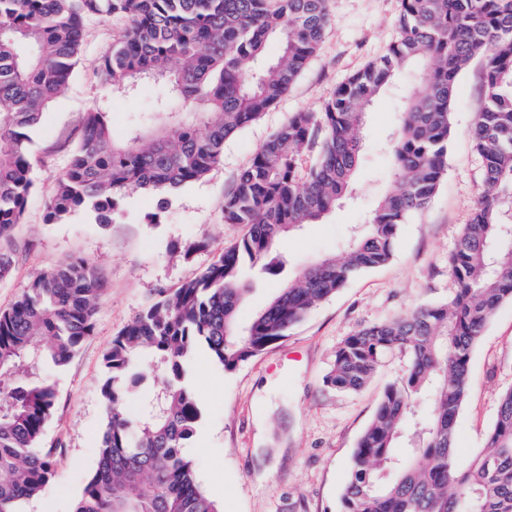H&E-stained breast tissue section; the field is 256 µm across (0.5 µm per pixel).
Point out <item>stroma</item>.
Here are the masks:
<instances>
[{
  "mask_svg": "<svg viewBox=\"0 0 512 512\" xmlns=\"http://www.w3.org/2000/svg\"><path fill=\"white\" fill-rule=\"evenodd\" d=\"M398 12L399 0H330L331 21L317 55L274 107L225 142L222 161L204 179L171 192L162 207L153 195L126 191L120 216L106 226L88 209L49 224L46 203L73 157L84 114L107 106L119 138L152 112L158 94L151 84L133 97L104 86L101 57L125 25L107 20L86 26L69 84L30 132L36 187L14 231L13 269L0 279V310L70 257L93 262L105 291L92 335L66 366L47 371L56 396L42 445L55 451V473L23 512H72L98 458L103 356L113 338L160 292L197 275L245 234L243 225L225 223L222 212L238 173L292 113L319 111L349 75L386 52L397 38ZM421 84L419 69L402 70L391 91L371 107L359 134L353 192L321 223L303 225L281 239L283 274L245 273L250 291L239 310L241 322L262 309L285 278L337 252L358 225L367 223L393 182L391 139L409 93ZM483 96L482 64L476 60L458 80L447 173L428 208L402 225L387 265L353 277L287 337L235 370H224L205 350L195 354L191 385L201 417L184 454L220 512H339L356 442L385 386L404 375L409 359L388 354L366 387L346 392L326 383L334 352L364 326L454 293L448 256L470 220L481 185L482 162L472 148L471 127ZM511 386L512 303H505L471 355L468 398L457 418L459 464L483 447L499 395Z\"/></svg>",
  "mask_w": 512,
  "mask_h": 512,
  "instance_id": "35a3bbf8",
  "label": "stroma"
}]
</instances>
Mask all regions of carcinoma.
<instances>
[{
  "instance_id": "cac0c4a2",
  "label": "carcinoma",
  "mask_w": 512,
  "mask_h": 512,
  "mask_svg": "<svg viewBox=\"0 0 512 512\" xmlns=\"http://www.w3.org/2000/svg\"><path fill=\"white\" fill-rule=\"evenodd\" d=\"M330 0H0V278L13 268L1 247L21 223L35 188L29 131L63 92L91 19L120 17L123 34L103 55L102 83L121 95L163 84L156 118L112 134L111 112L84 115L69 167L46 206L58 224L86 205L110 224L122 194L158 197L206 177L224 142L260 118L318 53ZM397 39L353 73L318 112H296L255 152L224 195L226 224L246 233L208 267L163 291L104 354L108 378L98 460L74 512H220L201 489L183 448L200 417L187 363L204 345L232 370L287 336L318 304L394 254L400 228L431 203L447 172L458 77L483 61L484 102L472 147L483 179L471 220L448 257L457 288L441 302L373 323L337 348L327 385L356 392L393 352L409 356L389 383L353 449L341 512H512V387L502 391L485 446L461 467L457 418L468 394L470 356L494 311L512 303V0H399ZM276 39L280 56L265 59ZM423 67L426 85L409 97L391 146L394 184L369 224L339 255L306 266L249 323L237 312L248 266L274 274L276 243L335 210L359 161L358 132L397 73ZM318 142L304 175V149ZM104 284L83 258L59 262L0 311V512H19L54 475L40 447L55 388L43 372L63 367L93 330ZM150 353L159 379L139 416L128 398ZM430 396L429 411L414 401ZM406 454H396L398 441Z\"/></svg>"
}]
</instances>
